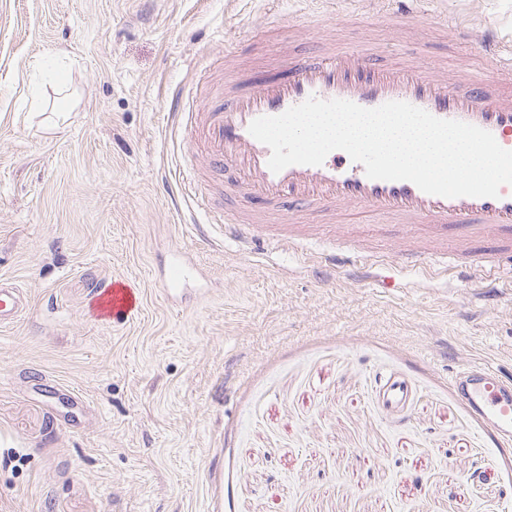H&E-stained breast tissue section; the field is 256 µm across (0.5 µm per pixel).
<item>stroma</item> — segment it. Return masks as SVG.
Wrapping results in <instances>:
<instances>
[{"mask_svg":"<svg viewBox=\"0 0 512 512\" xmlns=\"http://www.w3.org/2000/svg\"><path fill=\"white\" fill-rule=\"evenodd\" d=\"M373 0H0V282L27 307L0 327V512H512V437L458 400L485 364L512 379V278L457 280L402 257L422 228L308 215L371 248L367 266L301 249L201 242L224 178L177 166L183 87L282 73L329 45L497 77L448 32L464 18L512 52V0H417V37ZM43 109H36L35 101ZM203 273L169 305L173 250ZM141 305L99 320L98 286ZM405 378V410L379 397Z\"/></svg>","mask_w":512,"mask_h":512,"instance_id":"35a3bbf8","label":"stroma"}]
</instances>
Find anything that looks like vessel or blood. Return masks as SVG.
I'll return each instance as SVG.
<instances>
[{"instance_id": "vessel-or-blood-1", "label": "vessel or blood", "mask_w": 512, "mask_h": 512, "mask_svg": "<svg viewBox=\"0 0 512 512\" xmlns=\"http://www.w3.org/2000/svg\"><path fill=\"white\" fill-rule=\"evenodd\" d=\"M505 68L504 79L490 81L472 74L460 88L455 75L444 68L389 67L367 53L331 49L294 60L286 78L246 83L233 77L199 98L194 110H187L181 94L173 98L171 109L180 123L193 128L204 161L223 171L232 191L252 204L251 209L225 215V235L257 234L275 246L296 245L304 237L296 214L315 209L335 218L356 208L397 224L426 227L429 240L409 241L405 250L425 255L432 263L444 265L469 256L472 242L483 241L495 246L498 265L512 267V185L502 186L496 198L430 195L409 181L368 178L363 165L341 150L331 151L322 165H292L275 173L268 166L270 149L248 131L257 117L282 114L312 96L365 108L404 101L437 118L487 130L502 148L512 150L511 58ZM272 211L281 212L279 223L269 222ZM452 225L465 227V235L449 239ZM191 278L190 267L174 254L165 264L159 288L175 302ZM94 305L99 315L119 320L136 310L137 300L115 279L97 290ZM23 307L19 289L0 284V326L14 324ZM454 387L472 413L512 434V384L500 380L492 368L475 366L456 377ZM409 394L402 378L389 376L382 382L381 397L388 408L402 409Z\"/></svg>"}]
</instances>
